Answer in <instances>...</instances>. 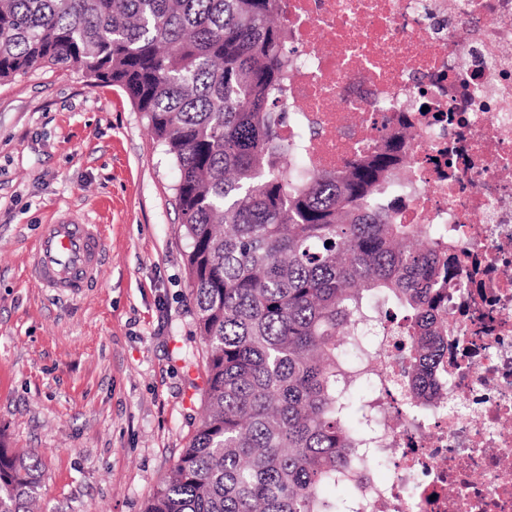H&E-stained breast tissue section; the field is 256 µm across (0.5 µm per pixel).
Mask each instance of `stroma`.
Segmentation results:
<instances>
[{"label":"stroma","instance_id":"obj_1","mask_svg":"<svg viewBox=\"0 0 512 512\" xmlns=\"http://www.w3.org/2000/svg\"><path fill=\"white\" fill-rule=\"evenodd\" d=\"M176 167L119 87L0 80V432L42 460L40 512H144L200 419L202 347ZM104 225L97 285L28 276L40 225Z\"/></svg>","mask_w":512,"mask_h":512}]
</instances>
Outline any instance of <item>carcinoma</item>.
<instances>
[{"label":"carcinoma","instance_id":"1","mask_svg":"<svg viewBox=\"0 0 512 512\" xmlns=\"http://www.w3.org/2000/svg\"><path fill=\"white\" fill-rule=\"evenodd\" d=\"M277 0H0V79L43 66L121 88L175 161L202 339L201 417L145 512H347L377 460L360 362L397 328L399 393L429 409L459 282L448 233L399 224L374 152L307 173L281 135L291 51ZM41 460L0 439V512H33Z\"/></svg>","mask_w":512,"mask_h":512}]
</instances>
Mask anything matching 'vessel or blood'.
<instances>
[{
	"instance_id": "1",
	"label": "vessel or blood",
	"mask_w": 512,
	"mask_h": 512,
	"mask_svg": "<svg viewBox=\"0 0 512 512\" xmlns=\"http://www.w3.org/2000/svg\"><path fill=\"white\" fill-rule=\"evenodd\" d=\"M104 251L102 225L71 220L45 224L34 241L30 272L42 287L77 297L98 281Z\"/></svg>"
}]
</instances>
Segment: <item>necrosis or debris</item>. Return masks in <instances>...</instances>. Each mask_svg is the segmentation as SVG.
<instances>
[{
	"instance_id": "necrosis-or-debris-1",
	"label": "necrosis or debris",
	"mask_w": 512,
	"mask_h": 512,
	"mask_svg": "<svg viewBox=\"0 0 512 512\" xmlns=\"http://www.w3.org/2000/svg\"><path fill=\"white\" fill-rule=\"evenodd\" d=\"M296 52L282 136L307 171L412 134L401 224L461 253L448 356L419 423L380 416L395 477L353 512H512V0H279Z\"/></svg>"
}]
</instances>
